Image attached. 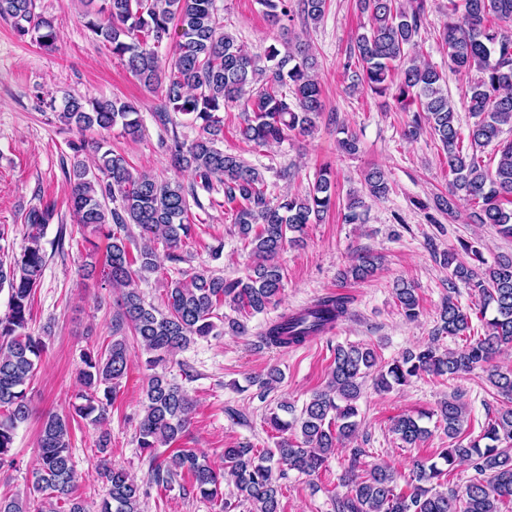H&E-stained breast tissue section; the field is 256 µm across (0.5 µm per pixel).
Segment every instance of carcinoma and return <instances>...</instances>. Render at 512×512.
I'll use <instances>...</instances> for the list:
<instances>
[{"instance_id": "obj_1", "label": "carcinoma", "mask_w": 512, "mask_h": 512, "mask_svg": "<svg viewBox=\"0 0 512 512\" xmlns=\"http://www.w3.org/2000/svg\"><path fill=\"white\" fill-rule=\"evenodd\" d=\"M85 26L112 54L122 58L129 72L143 86L164 96L156 120L170 123L167 108L192 116L199 135L187 144L173 136L167 158L175 170H191L197 181L185 186L179 180L160 181L146 173H132L125 158L103 143H95V167L76 160L68 171L69 203L79 223L89 232L87 273L102 267L112 287L121 291L116 329L128 326L154 369L195 338L218 336L223 328L244 334L247 327L220 313L224 305L236 312L261 313L276 303L283 289L276 257L287 245L304 242L307 225L320 221L336 206V178L331 166L320 168L304 195L286 196L273 202L261 171L240 156L217 146L224 124L219 113L230 103H242L241 137L257 147L283 140L288 133H309L322 111V91L312 74L315 60L309 45L299 42L285 51L271 46L266 65L247 55L234 37L224 33L215 0H78ZM274 23L290 18L293 0H259ZM303 18L313 22L325 14L327 0H299ZM369 16V28L353 38L343 72L350 87L366 88L383 96L395 84L401 108L413 113L410 133L429 127L442 144L448 173V193L435 199L438 211L453 215L460 200L471 201V217L491 224L512 237V139H499L502 127H512V0H448V23L441 40L448 48V63L462 76L476 73L464 91L468 111L478 117L469 129L472 153L464 151L455 121V105L448 96L446 79L430 64L406 60L407 48L421 37L427 0H359ZM0 18L12 21L15 34L35 40L51 51L58 31L51 19L36 12L35 0H0ZM171 41L168 64L160 62L158 48ZM57 121L79 132L109 131L121 125L137 138L142 124L138 106L120 98L71 97L62 109L49 102ZM495 144V167L482 164L477 152ZM364 182L371 196L389 192L385 173L368 170ZM224 190V204L234 212L238 234L250 247L256 262L243 278L226 280L209 270L183 273L170 282L164 309L145 301L134 288L135 280L161 268L156 245L168 250L167 258L180 260L176 251L189 234L191 205H200L197 189L215 186ZM120 199L109 208L106 200ZM56 217L50 205L30 208L25 215L26 245L9 265L0 263V288L9 292V309L0 317V467L15 465L13 453L18 425L30 414L27 387L36 375L46 351L41 336L25 332L36 289L46 265L42 244L45 231ZM139 243H134L133 230ZM106 242L100 251L99 242ZM135 244L131 254L129 244ZM465 258L451 255L448 264V297L439 310L434 336L459 337L464 343L454 350L439 351L433 345L407 349L380 366L377 388L388 391L406 386L423 374L453 379L477 370L485 373L505 403L483 432L466 442L459 440L467 421L466 408L457 397L441 401L434 411L450 443L437 451V460L416 459L406 490L399 489V474L385 464H375L357 474L360 449H355L347 492L336 498V512H502L512 505V368L492 364L512 348V256H499L483 268L482 253L460 242ZM379 266L371 253L358 256L342 273V279L364 280ZM481 298L484 333L471 336L470 312L455 299L459 288ZM394 296L404 316L420 315L416 288L399 282ZM350 297L329 293L310 306L282 315L260 337L268 347H295L322 335L349 310ZM377 366L376 352L362 344H338L324 389L312 394L301 410L283 402L267 417L278 439L275 447L259 450L249 445L224 449L223 475L205 456L192 448H174L186 432L193 400L165 373L150 376L145 387L144 413L138 422L139 448L149 455L153 480L171 485L180 479L189 491L219 504V512H231L224 497V476L237 497L252 503V512H281L280 480L291 470L313 476L328 467L339 444L359 429L358 400L364 379ZM131 368L125 338H114L104 348H89L82 356L79 380L82 390L75 414L93 425L108 419V408L121 380ZM426 415L404 414L392 421L391 431L414 447L429 434ZM170 454L160 459L159 449ZM467 465L475 476L463 492L439 491L437 481ZM108 496L97 512H141L140 487L122 468L101 464ZM77 475L70 446V419L52 414L39 436L38 464L32 472L26 497L0 496V512H90L74 496Z\"/></svg>"}]
</instances>
